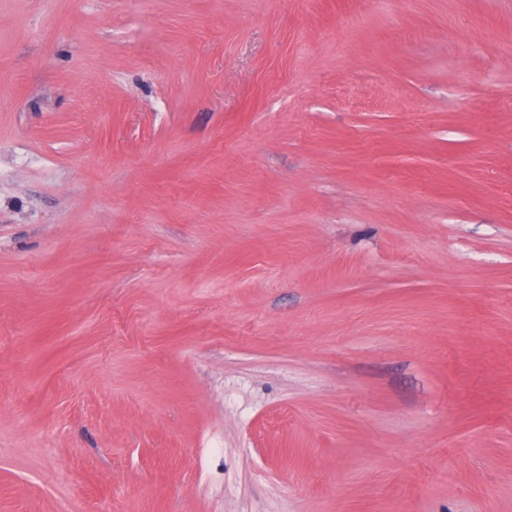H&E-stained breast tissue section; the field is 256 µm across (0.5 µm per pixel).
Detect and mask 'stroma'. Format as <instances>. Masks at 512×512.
<instances>
[{"instance_id": "obj_1", "label": "stroma", "mask_w": 512, "mask_h": 512, "mask_svg": "<svg viewBox=\"0 0 512 512\" xmlns=\"http://www.w3.org/2000/svg\"><path fill=\"white\" fill-rule=\"evenodd\" d=\"M0 512H512V0H0Z\"/></svg>"}]
</instances>
